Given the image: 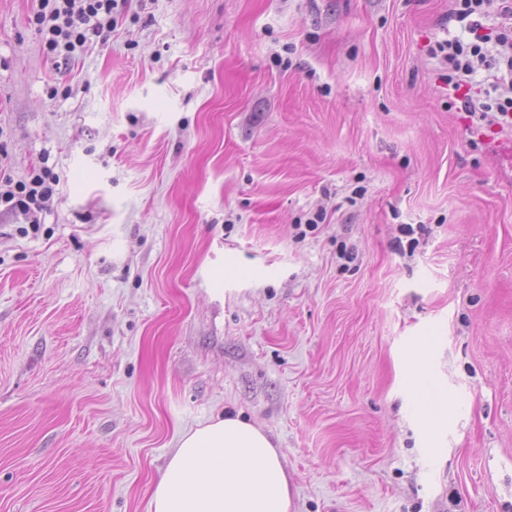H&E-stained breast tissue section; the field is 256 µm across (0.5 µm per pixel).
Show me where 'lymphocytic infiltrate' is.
I'll return each mask as SVG.
<instances>
[{
  "label": "lymphocytic infiltrate",
  "instance_id": "f902f5d3",
  "mask_svg": "<svg viewBox=\"0 0 512 512\" xmlns=\"http://www.w3.org/2000/svg\"><path fill=\"white\" fill-rule=\"evenodd\" d=\"M484 0H454L452 20L465 25L471 41L446 39L435 42L430 53L446 69L453 89L468 84L477 72H485L493 95L478 99L464 95L460 108L478 118L494 116L497 124L512 130V2L505 5L501 21L487 27L482 11ZM117 0H39L32 23L42 36L48 58L70 61L82 53L93 38L111 31ZM59 185L57 173L42 166L28 178L0 184V211L30 216L39 227L44 202Z\"/></svg>",
  "mask_w": 512,
  "mask_h": 512
}]
</instances>
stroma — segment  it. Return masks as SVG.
<instances>
[{"label": "stroma", "instance_id": "obj_1", "mask_svg": "<svg viewBox=\"0 0 512 512\" xmlns=\"http://www.w3.org/2000/svg\"><path fill=\"white\" fill-rule=\"evenodd\" d=\"M452 7L118 0L57 63L0 0V177L61 189L0 213V512H149L227 413L292 512H512V171L429 52ZM59 177L48 166L34 169L28 178L5 181L0 184V211L21 212L30 216L33 232L41 224L38 214L43 211L44 202L58 191ZM427 342L419 344L412 354L416 368L412 373V387L419 399V408L427 422L437 425L449 418L448 397L433 383L424 371Z\"/></svg>", "mask_w": 512, "mask_h": 512}]
</instances>
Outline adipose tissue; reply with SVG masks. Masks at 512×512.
Wrapping results in <instances>:
<instances>
[{
    "label": "adipose tissue",
    "mask_w": 512,
    "mask_h": 512,
    "mask_svg": "<svg viewBox=\"0 0 512 512\" xmlns=\"http://www.w3.org/2000/svg\"><path fill=\"white\" fill-rule=\"evenodd\" d=\"M427 344L412 359V387L427 422L448 416V397L423 365ZM288 472L259 427L227 415L183 433L155 485L150 512H291Z\"/></svg>",
    "instance_id": "obj_1"
}]
</instances>
